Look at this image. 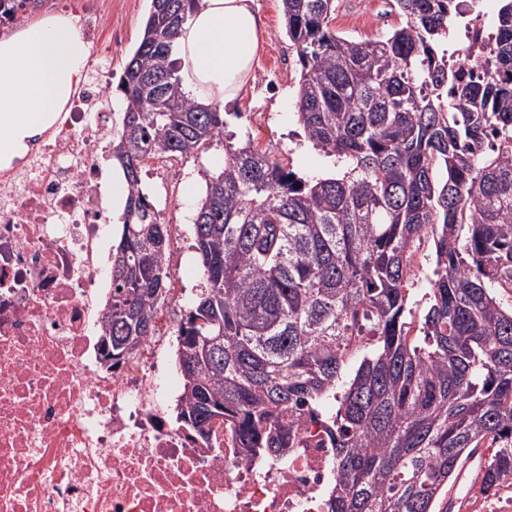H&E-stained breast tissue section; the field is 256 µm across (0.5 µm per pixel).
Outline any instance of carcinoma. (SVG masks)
Segmentation results:
<instances>
[{
	"mask_svg": "<svg viewBox=\"0 0 512 512\" xmlns=\"http://www.w3.org/2000/svg\"><path fill=\"white\" fill-rule=\"evenodd\" d=\"M45 2L0 0V33ZM195 2L150 0L119 77L127 196L103 362L151 335L170 282L143 165L221 145L192 218L204 286L179 329L181 425L205 438L222 418L265 459L297 447L299 418L321 421L336 465L323 512H436L482 448L479 491L512 485V85L497 78L512 71V0L475 79L452 33L481 0H393L400 24L361 41L332 29L336 0H280L296 120L326 162L307 177L185 93L172 53Z\"/></svg>",
	"mask_w": 512,
	"mask_h": 512,
	"instance_id": "carcinoma-1",
	"label": "carcinoma"
}]
</instances>
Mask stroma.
<instances>
[{"instance_id": "35a3bbf8", "label": "stroma", "mask_w": 512, "mask_h": 512, "mask_svg": "<svg viewBox=\"0 0 512 512\" xmlns=\"http://www.w3.org/2000/svg\"><path fill=\"white\" fill-rule=\"evenodd\" d=\"M266 24V38L259 57L255 80L249 84L237 110L227 117V128L238 139L253 137L255 144L271 151L299 175L322 172L324 161L318 151L298 137L300 127L294 116L295 90L300 65L288 40L279 0H255ZM391 0H336L331 23L336 32L356 40L374 39L399 23ZM150 0H112V26L120 30L121 41L112 49L110 67L121 75L125 63L137 48ZM224 164V149L215 146L195 158L177 159L184 173L180 181L160 183L151 172H143V183L166 224L191 223L201 199L202 170H217ZM452 512H512V488L481 494L472 486L471 474H464L449 493Z\"/></svg>"}]
</instances>
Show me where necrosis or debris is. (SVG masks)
Returning a JSON list of instances; mask_svg holds the SVG:
<instances>
[{
  "mask_svg": "<svg viewBox=\"0 0 512 512\" xmlns=\"http://www.w3.org/2000/svg\"><path fill=\"white\" fill-rule=\"evenodd\" d=\"M111 7L85 0L86 79L26 156L0 169V512H317L336 470L310 419L283 465L247 455L224 421L205 442L170 422L178 382L162 366L180 290L155 308L135 354L101 361Z\"/></svg>",
  "mask_w": 512,
  "mask_h": 512,
  "instance_id": "obj_1",
  "label": "necrosis or debris"
}]
</instances>
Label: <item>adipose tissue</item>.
I'll list each match as a JSON object with an SVG mask.
<instances>
[{
	"instance_id": "ef3b65f1",
	"label": "adipose tissue",
	"mask_w": 512,
	"mask_h": 512,
	"mask_svg": "<svg viewBox=\"0 0 512 512\" xmlns=\"http://www.w3.org/2000/svg\"><path fill=\"white\" fill-rule=\"evenodd\" d=\"M264 24L254 0H198L183 24L177 58L185 92L224 108L253 80ZM88 66L77 21L41 17L0 39V168L11 167L63 111Z\"/></svg>"
}]
</instances>
